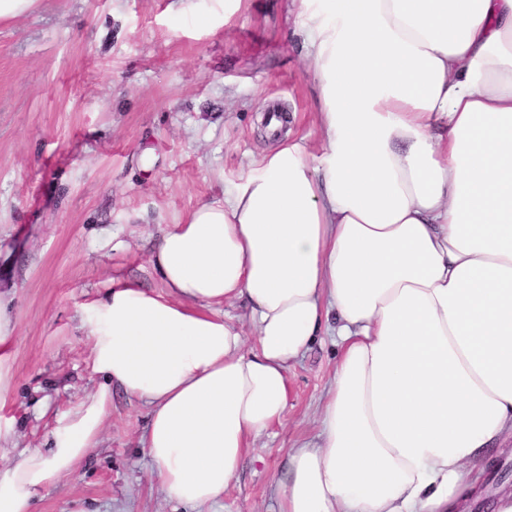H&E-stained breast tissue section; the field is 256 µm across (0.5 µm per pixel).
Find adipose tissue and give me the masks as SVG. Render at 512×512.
I'll return each instance as SVG.
<instances>
[{"label": "adipose tissue", "mask_w": 512, "mask_h": 512, "mask_svg": "<svg viewBox=\"0 0 512 512\" xmlns=\"http://www.w3.org/2000/svg\"><path fill=\"white\" fill-rule=\"evenodd\" d=\"M300 3L321 155L268 115L278 147L163 235L164 293L122 280L92 306L106 383L0 471V512L77 472L114 384L149 407L165 496L215 512L321 336L336 366L279 512H455L512 435V0Z\"/></svg>", "instance_id": "ef3b65f1"}]
</instances>
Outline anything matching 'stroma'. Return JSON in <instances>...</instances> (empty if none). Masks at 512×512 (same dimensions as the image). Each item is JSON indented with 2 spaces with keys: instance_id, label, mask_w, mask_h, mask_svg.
Listing matches in <instances>:
<instances>
[{
  "instance_id": "obj_1",
  "label": "stroma",
  "mask_w": 512,
  "mask_h": 512,
  "mask_svg": "<svg viewBox=\"0 0 512 512\" xmlns=\"http://www.w3.org/2000/svg\"><path fill=\"white\" fill-rule=\"evenodd\" d=\"M172 2L39 0L0 20V296L13 326L1 471L47 451L57 419L100 386L83 317L115 280L161 291L158 240L245 181L271 145L261 115L293 114V136L322 151L300 0H188L182 14ZM335 363L326 336L290 365L283 423L249 450L220 512H278L284 454L315 439ZM148 413L113 389L96 448L35 512H189L159 487Z\"/></svg>"
}]
</instances>
